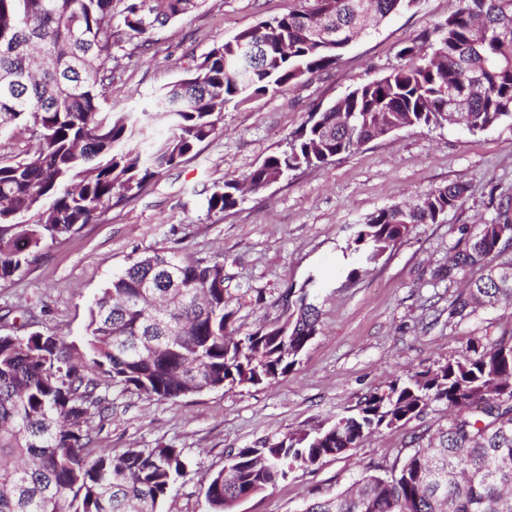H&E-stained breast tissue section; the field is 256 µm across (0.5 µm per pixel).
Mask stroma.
<instances>
[{"label": "stroma", "instance_id": "35a3bbf8", "mask_svg": "<svg viewBox=\"0 0 512 512\" xmlns=\"http://www.w3.org/2000/svg\"><path fill=\"white\" fill-rule=\"evenodd\" d=\"M459 4L416 0L356 38L332 69L226 106L222 134L78 233L41 247L22 273L0 282V335L39 331L81 351L94 296L114 273L156 249L194 259L223 255L224 285L244 332L281 319L288 289L320 279L319 332L288 374L174 401L116 394L110 416L92 421L97 448L180 450L188 474L162 512H206L201 479L223 468L229 450L313 431L353 413L367 395L408 371L460 357L471 339L512 334V302L464 320L450 316L453 291L438 275L462 227L491 223L502 202L512 203L511 120L475 134L459 125L407 127L331 165L247 194L233 209L207 205L215 188L284 146L310 113L398 67L400 49ZM300 7V0H205L199 10L152 33L147 49L126 44L109 105L116 112L141 108L213 46ZM452 182L467 187L461 206L440 223L414 225L377 263L352 274L343 252L356 225ZM445 420L441 407L432 406L358 448L296 470L288 481L240 501L235 512H304L309 502L346 490L362 473L385 472L406 451L411 434Z\"/></svg>", "mask_w": 512, "mask_h": 512}]
</instances>
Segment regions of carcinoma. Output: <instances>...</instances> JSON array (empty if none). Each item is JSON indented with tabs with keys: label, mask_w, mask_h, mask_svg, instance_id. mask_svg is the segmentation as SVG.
I'll use <instances>...</instances> for the list:
<instances>
[{
	"label": "carcinoma",
	"mask_w": 512,
	"mask_h": 512,
	"mask_svg": "<svg viewBox=\"0 0 512 512\" xmlns=\"http://www.w3.org/2000/svg\"><path fill=\"white\" fill-rule=\"evenodd\" d=\"M415 2L301 0L299 10L213 47L150 107L114 112L103 107L114 49L134 40L147 47L154 30L204 0H0V135L20 128L35 142L0 157V282L17 276L41 245L94 222L221 133L227 104L333 67L364 22ZM241 40L267 45L266 56L239 61ZM401 55L402 66L311 113L283 148L224 182L208 210L231 209L243 189L257 193L329 165L393 127L461 121L476 133L512 120V0H461ZM158 127L167 128L165 138H156ZM465 192L451 183L412 206L372 213L358 225L353 252L362 264L377 262L412 225L438 222ZM511 211L506 205L495 223L480 225L442 273L452 283L486 271L451 301L449 315L464 319L512 301ZM313 288L310 277L288 292V338L277 323L237 336L224 257L190 261L155 251L113 275L93 300L87 361H75L54 334L0 335V512H159L187 464L175 448L91 450L90 422L109 406L101 385L174 400L204 387L269 383L292 370L317 334ZM434 403L452 409L437 436H413L385 474L363 475L356 490L305 512H512V337L411 371L326 427L230 452L224 468L201 481L207 512H234L295 469L344 454Z\"/></svg>",
	"instance_id": "carcinoma-1"
}]
</instances>
